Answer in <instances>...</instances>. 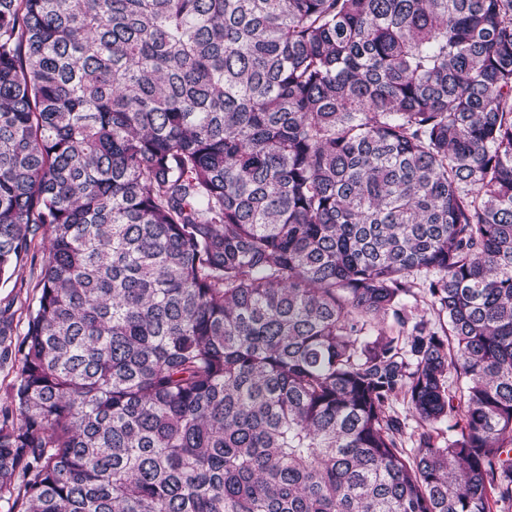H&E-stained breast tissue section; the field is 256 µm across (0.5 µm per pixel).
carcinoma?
Wrapping results in <instances>:
<instances>
[{"instance_id": "obj_1", "label": "carcinoma", "mask_w": 512, "mask_h": 512, "mask_svg": "<svg viewBox=\"0 0 512 512\" xmlns=\"http://www.w3.org/2000/svg\"><path fill=\"white\" fill-rule=\"evenodd\" d=\"M38 235L8 512L512 506V0H0Z\"/></svg>"}]
</instances>
